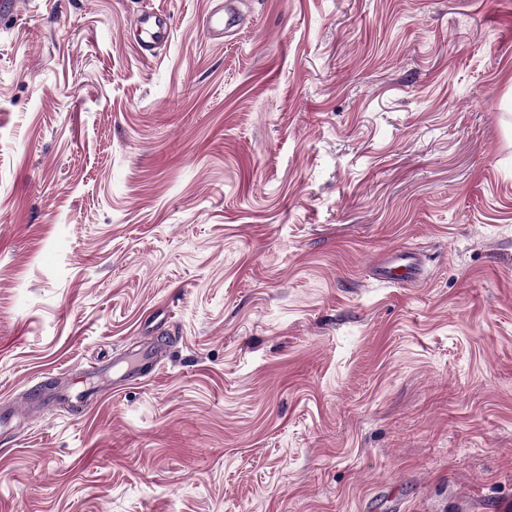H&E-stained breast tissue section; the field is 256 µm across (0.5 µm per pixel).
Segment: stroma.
<instances>
[{
	"label": "stroma",
	"mask_w": 512,
	"mask_h": 512,
	"mask_svg": "<svg viewBox=\"0 0 512 512\" xmlns=\"http://www.w3.org/2000/svg\"><path fill=\"white\" fill-rule=\"evenodd\" d=\"M234 5L0 22V512H512V0ZM239 15L230 8L215 10L209 17L208 28L216 38L224 37V30L229 31L239 25ZM137 24L140 32L144 34L140 46L145 54H152L169 36L167 16L161 11L140 16ZM159 349L151 347L135 354L119 353L112 357V362L100 366H92L87 370L80 381L81 389L73 390L67 385L65 388L53 393H44L42 386L29 391L30 404L38 411L54 409L56 401H70L76 403L94 401L105 398L112 392L123 389L126 385L144 377V373L158 354ZM112 371V374H111Z\"/></svg>",
	"instance_id": "obj_1"
}]
</instances>
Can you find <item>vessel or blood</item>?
Masks as SVG:
<instances>
[{
    "label": "vessel or blood",
    "instance_id": "vessel-or-blood-1",
    "mask_svg": "<svg viewBox=\"0 0 512 512\" xmlns=\"http://www.w3.org/2000/svg\"><path fill=\"white\" fill-rule=\"evenodd\" d=\"M239 22L240 18L234 10L223 8L215 10L210 15L208 28L212 35L219 39L226 31L237 27ZM137 24L143 35L141 49L145 53H152L169 36L167 16L163 12L142 15ZM158 354L159 350L155 347L135 354H116L110 363L87 370L80 379L81 389L75 390L68 386L48 394L39 386L30 391V404L36 410L49 411L59 401H73L79 404L98 401L141 379Z\"/></svg>",
    "mask_w": 512,
    "mask_h": 512
}]
</instances>
